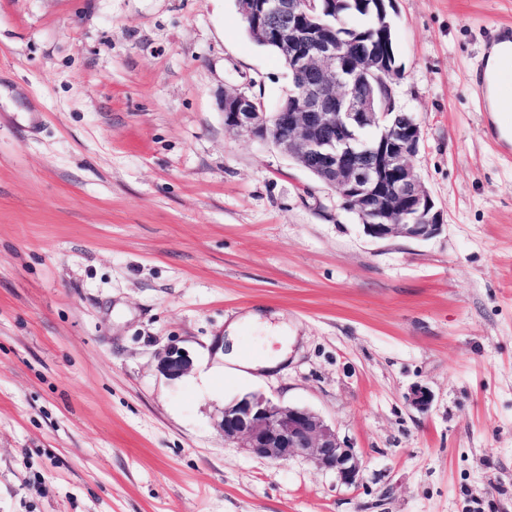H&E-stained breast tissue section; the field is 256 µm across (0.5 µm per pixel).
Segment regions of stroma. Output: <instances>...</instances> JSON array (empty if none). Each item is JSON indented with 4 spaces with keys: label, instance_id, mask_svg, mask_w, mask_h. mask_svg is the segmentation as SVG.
Masks as SVG:
<instances>
[{
    "label": "stroma",
    "instance_id": "obj_1",
    "mask_svg": "<svg viewBox=\"0 0 512 512\" xmlns=\"http://www.w3.org/2000/svg\"><path fill=\"white\" fill-rule=\"evenodd\" d=\"M504 21L397 0L393 102L445 225L378 241L225 125V90L272 112L291 89L234 0H0V512H512V164L469 83ZM251 311L287 362L215 373ZM248 393L320 414L361 483L225 440ZM192 360L189 354L177 346H170L158 356L159 371L170 379H177L189 372Z\"/></svg>",
    "mask_w": 512,
    "mask_h": 512
}]
</instances>
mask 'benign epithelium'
Instances as JSON below:
<instances>
[{"mask_svg": "<svg viewBox=\"0 0 512 512\" xmlns=\"http://www.w3.org/2000/svg\"><path fill=\"white\" fill-rule=\"evenodd\" d=\"M252 38L284 54L297 89L288 105L264 111L244 92L222 98L225 125L268 140L322 184L334 189L366 235L427 240L440 233L443 215L416 174L412 160L421 130L410 112L378 109L366 89L393 87L395 69L363 42L343 47L330 22L336 0H235ZM351 85L344 92L343 84ZM189 354L171 346L158 356L170 379L189 372ZM218 426L224 438L240 440L252 453L276 462L310 457L346 485H357L364 465L355 450L314 411L281 406L249 393L224 407Z\"/></svg>", "mask_w": 512, "mask_h": 512, "instance_id": "7a95c632", "label": "benign epithelium"}]
</instances>
